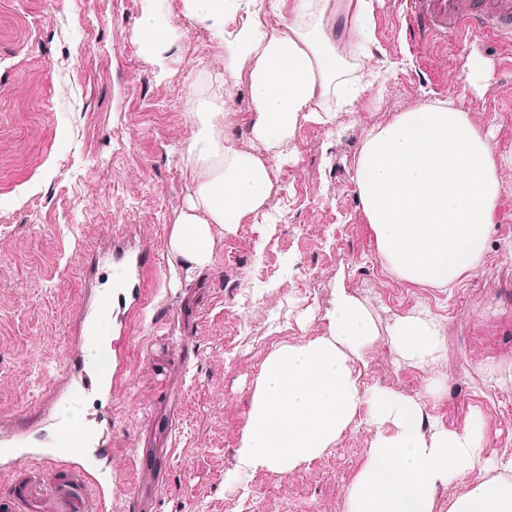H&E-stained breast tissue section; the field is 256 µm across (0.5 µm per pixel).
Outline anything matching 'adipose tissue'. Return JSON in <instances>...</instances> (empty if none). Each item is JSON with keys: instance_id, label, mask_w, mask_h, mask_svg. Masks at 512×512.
Returning a JSON list of instances; mask_svg holds the SVG:
<instances>
[{"instance_id": "1", "label": "adipose tissue", "mask_w": 512, "mask_h": 512, "mask_svg": "<svg viewBox=\"0 0 512 512\" xmlns=\"http://www.w3.org/2000/svg\"><path fill=\"white\" fill-rule=\"evenodd\" d=\"M186 14L206 25L227 51L226 62L248 68L250 135L259 150L241 151L224 137L230 110L224 86L209 85L210 109L183 161L195 174L186 211L174 224L170 248L194 270L213 263L216 231L265 211L276 191L271 165L294 140L301 122H330L329 102H359V83L337 82L351 43L363 37L372 0H183ZM243 16L225 23L228 7ZM275 15L276 25L265 22ZM358 198L386 264L407 281L448 286L476 271L487 253L501 193L485 134L453 101H431L402 112L365 139L354 171ZM376 329L367 308L338 289L328 333L307 346L268 359L239 449L250 468L287 472L329 448L370 406L374 438L349 492L350 512H434L440 487L480 476L448 512H512V458L486 451L473 427L424 432V411L389 391L361 394L349 351L371 342ZM394 344L402 357L428 365L439 346L435 324L397 318Z\"/></svg>"}]
</instances>
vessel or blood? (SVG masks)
<instances>
[{
  "label": "vessel or blood",
  "mask_w": 512,
  "mask_h": 512,
  "mask_svg": "<svg viewBox=\"0 0 512 512\" xmlns=\"http://www.w3.org/2000/svg\"><path fill=\"white\" fill-rule=\"evenodd\" d=\"M404 22L407 39L417 47L437 37L462 34L471 40L495 42L503 54L512 53V0H406ZM154 252V246L147 244L130 247L117 243L104 258L116 292L79 310L91 348L82 376L103 374L112 363L103 339V323L115 321L120 335L125 336L129 317L143 310ZM89 441L87 432L58 425L53 451L43 457L44 471L15 480L9 497L0 501V512H100V501L87 489L91 464L84 449Z\"/></svg>",
  "instance_id": "1"
}]
</instances>
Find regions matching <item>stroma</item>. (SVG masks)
Instances as JSON below:
<instances>
[{
	"instance_id": "obj_1",
	"label": "stroma",
	"mask_w": 512,
	"mask_h": 512,
	"mask_svg": "<svg viewBox=\"0 0 512 512\" xmlns=\"http://www.w3.org/2000/svg\"><path fill=\"white\" fill-rule=\"evenodd\" d=\"M168 28L163 64L126 52L144 23ZM369 59L346 78L366 91L336 120L302 123L280 187L261 220L216 235L204 274L178 268L171 229L193 174L181 157L201 126L188 99L223 78L232 110L224 134L248 149L249 72L226 71L223 49L182 0H0V498L49 452L66 415L71 371L86 352L79 306L89 263L113 239L155 246L149 305L127 336L118 387L92 385L78 419L92 434L90 493L102 512H347L373 432L352 424L319 456L282 473L239 467L238 449L269 357L326 335L337 289L370 312L377 337L351 355L361 392L418 400L424 427L478 422L494 451L512 448V69L498 49L452 36L412 47L402 0H375ZM488 63L471 80V54ZM453 99L486 135L501 193L483 267L452 287L408 282L383 262L353 181L368 134L433 100ZM250 282L258 303L231 287ZM310 284L302 296L298 283ZM422 314L440 331L421 369L394 347L397 317ZM28 445L14 447L16 433Z\"/></svg>"
}]
</instances>
